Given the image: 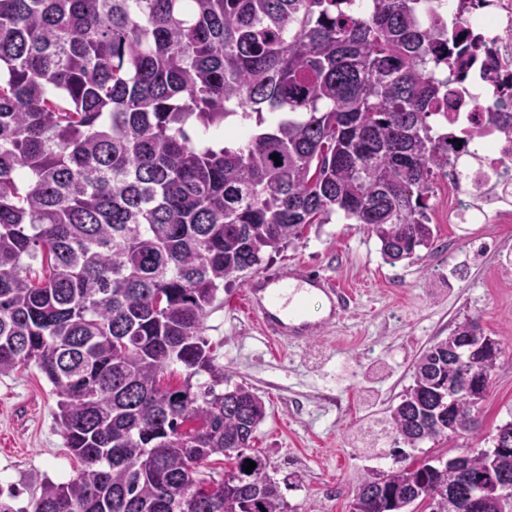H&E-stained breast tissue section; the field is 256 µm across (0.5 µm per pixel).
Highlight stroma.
<instances>
[{"label":"stroma","instance_id":"stroma-1","mask_svg":"<svg viewBox=\"0 0 512 512\" xmlns=\"http://www.w3.org/2000/svg\"><path fill=\"white\" fill-rule=\"evenodd\" d=\"M451 198L446 184L433 182L427 216L435 241L400 263L385 262L377 239L340 213L265 260L262 273L320 272L353 296L345 319L306 344L260 330L244 309L242 278L226 284L204 320L217 362L266 405L254 445L296 512H349L360 479L377 468L366 451L369 422L399 403L421 350L463 319L479 322L503 350L477 430L427 449L454 457L486 447L492 430L512 420V223H449ZM56 410L36 367L0 377V480L14 483L19 505L42 479L64 482L81 467Z\"/></svg>","mask_w":512,"mask_h":512}]
</instances>
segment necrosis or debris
I'll list each match as a JSON object with an SVG mask.
<instances>
[{"label":"necrosis or debris","instance_id":"4bbe7bcc","mask_svg":"<svg viewBox=\"0 0 512 512\" xmlns=\"http://www.w3.org/2000/svg\"><path fill=\"white\" fill-rule=\"evenodd\" d=\"M454 20L460 35L453 57L464 62L465 92L442 118L449 128L477 129L474 139L449 142L443 181L455 192L452 224L512 223V137L486 123L497 103L512 112V0H433L429 21ZM481 196H473L474 187Z\"/></svg>","mask_w":512,"mask_h":512}]
</instances>
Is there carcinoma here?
Returning <instances> with one entry per match:
<instances>
[{"label":"carcinoma","instance_id":"obj_1","mask_svg":"<svg viewBox=\"0 0 512 512\" xmlns=\"http://www.w3.org/2000/svg\"><path fill=\"white\" fill-rule=\"evenodd\" d=\"M348 2L0 0V376L44 375L82 463L29 512H293L253 449L265 403L224 386L204 319L224 281L339 212L391 263L430 246L448 135L429 119L462 80L429 0ZM472 330L416 357L385 437L475 428L496 362L473 400L441 396ZM491 443L451 468L381 448L398 467L349 512H470L473 486L512 483V420ZM214 456L223 477H199Z\"/></svg>","mask_w":512,"mask_h":512}]
</instances>
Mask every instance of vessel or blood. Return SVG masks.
Here are the masks:
<instances>
[{"label":"vessel or blood","mask_w":512,"mask_h":512,"mask_svg":"<svg viewBox=\"0 0 512 512\" xmlns=\"http://www.w3.org/2000/svg\"><path fill=\"white\" fill-rule=\"evenodd\" d=\"M313 296L328 303L327 314L311 321L300 314V306ZM352 303L348 290L329 276L319 273H295L279 276H257L246 289V304L257 316L268 337L304 343L325 327L341 321Z\"/></svg>","instance_id":"b4317fda"}]
</instances>
